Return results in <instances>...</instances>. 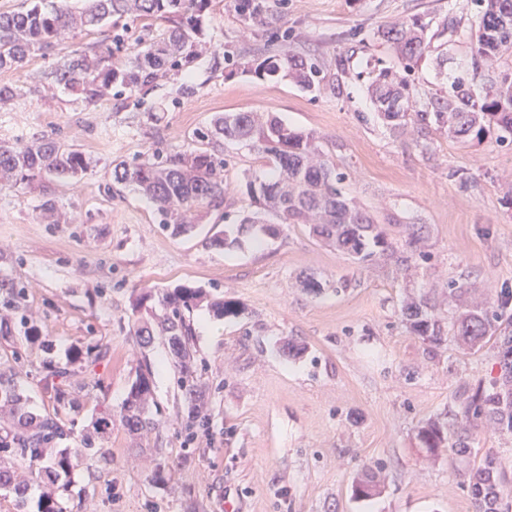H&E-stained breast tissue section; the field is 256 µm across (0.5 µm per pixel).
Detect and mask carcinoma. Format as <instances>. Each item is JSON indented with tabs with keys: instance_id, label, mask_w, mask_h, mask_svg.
I'll return each instance as SVG.
<instances>
[{
	"instance_id": "1",
	"label": "carcinoma",
	"mask_w": 512,
	"mask_h": 512,
	"mask_svg": "<svg viewBox=\"0 0 512 512\" xmlns=\"http://www.w3.org/2000/svg\"><path fill=\"white\" fill-rule=\"evenodd\" d=\"M81 10L68 6L51 9L37 3L24 10L0 13V69L22 66L37 50L47 52L64 44L76 31L108 22L112 17L163 20L168 28L140 42L137 53L125 62L112 60V46L91 54H65L48 72L33 76L28 86L0 87L1 100H18L38 91L46 81L64 86L76 102L86 106L104 99L114 86L149 89L162 74L192 63L209 51L200 41L199 16L212 0H87ZM477 26L470 35V61L453 76L447 98H434L418 107L413 84L408 78L412 64L428 48L429 23L420 17L390 27L384 37L391 42L400 60L398 70L382 68L371 78L368 93L375 112L392 134L401 136L418 122L435 125L448 137L462 142L481 140L490 127L499 132L498 141L512 144V67L490 84L477 81L481 69L496 70L512 60V0H473ZM237 8L252 22L265 24L261 5L255 0H239ZM262 79H288L303 89L324 82L320 65L313 60L286 54L263 58L250 68ZM238 143L261 152L270 167L269 178L247 184L248 193L263 201L279 223L262 227L276 237L283 224H304L309 233L357 262L376 256H392L403 247L424 260L428 254L418 248V239L404 243L391 237L365 209L348 200L340 187L343 174L325 159L314 135L289 128L277 117L258 112L218 113L210 128L196 129L187 148L163 153L129 166L120 161L113 168L116 181L132 183L155 205L159 223L174 236L191 234L195 212L217 208L224 202V141ZM90 161L83 152L49 136L35 137L17 146L0 144V185L43 183L48 178H75L85 172ZM448 296L459 301L450 321L455 344L470 352L488 344L500 348L501 374L486 387L479 383L463 390L451 424L430 420L417 432L423 448H454L463 453L470 447L472 433L491 428L512 433V315L483 298L463 297L462 288L451 282ZM27 285L0 274V335L18 331L26 340L40 339L39 329L26 304ZM206 298L201 288L181 285L166 292L158 333L167 340L179 367L180 387L189 404V418L203 412L202 390L194 369L190 315ZM402 317L410 331L423 339L442 341V319L424 310L421 301L407 302ZM42 363L44 380L53 392L52 410L35 414L28 410L27 398L19 391L15 375L0 373V451L13 448L21 458L54 477H69L72 458L98 447L112 429V413L102 410L85 429L81 447L69 445L72 429L67 415L74 408L62 382L74 374L70 366ZM152 391L149 365L136 373L124 406L123 419L132 433L149 428L145 413ZM505 473L498 458L486 456L474 469L463 474L471 487L473 512H512V504L500 496ZM0 487L24 499L27 486L15 478L12 461L0 455ZM359 498L380 494V485L366 475L354 487Z\"/></svg>"
}]
</instances>
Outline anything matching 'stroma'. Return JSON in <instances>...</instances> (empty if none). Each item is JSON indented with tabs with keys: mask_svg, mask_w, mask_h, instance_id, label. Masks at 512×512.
I'll return each instance as SVG.
<instances>
[{
	"mask_svg": "<svg viewBox=\"0 0 512 512\" xmlns=\"http://www.w3.org/2000/svg\"><path fill=\"white\" fill-rule=\"evenodd\" d=\"M261 2L273 23L254 24L236 0H216L202 17L209 54L149 90L115 92L86 107L57 84L0 107V142L49 135L92 160L66 183L0 186V268L27 285V305L52 346L45 352L18 335L0 338V361L21 352L17 380L31 410L42 413L53 405L43 361L99 351L66 382L77 402L68 414L72 446L99 406L112 411L100 454L78 461L57 501L64 512H472L461 475L489 454L499 457L503 492L512 496V439L479 431L463 455L431 454L416 439L424 421L455 407L460 391L497 375L495 351L425 341L401 314L413 296L450 317L452 282L512 313V146L491 137L460 143L425 125L393 136L367 93L372 69L399 65L382 30L420 16L431 41L410 79L420 102L447 96L469 51L471 0ZM116 25L127 32L115 44ZM116 25L75 33L62 51L108 44L114 61L128 60L143 23L121 17ZM272 54L315 59L327 80L303 91L250 72ZM157 111L162 119L151 120ZM255 111L317 137L344 175L346 197L393 237L421 225L428 260L357 263L300 224L275 238L207 245L220 231L237 237L244 215L269 217L246 188L267 173L265 159L231 143L224 203L200 209L189 237L172 236L136 185L114 180V163L185 148L188 132L216 113ZM47 193L56 201L52 223L40 207ZM306 276L323 291L301 288ZM340 281L345 290H337ZM183 284L208 295L190 317L207 400L192 424L167 341L146 345L136 334L162 314L164 291ZM222 299L237 304V316L213 312L211 302ZM290 343L299 354H284ZM144 364L153 371L152 424L135 436L123 403ZM15 466L28 493L20 503L0 488V512H37L50 480L26 460ZM365 473L381 480L382 492L358 499L353 481Z\"/></svg>",
	"mask_w": 512,
	"mask_h": 512,
	"instance_id": "1",
	"label": "stroma"
}]
</instances>
